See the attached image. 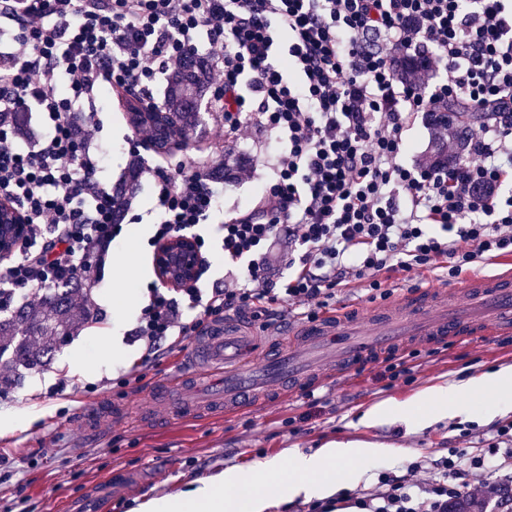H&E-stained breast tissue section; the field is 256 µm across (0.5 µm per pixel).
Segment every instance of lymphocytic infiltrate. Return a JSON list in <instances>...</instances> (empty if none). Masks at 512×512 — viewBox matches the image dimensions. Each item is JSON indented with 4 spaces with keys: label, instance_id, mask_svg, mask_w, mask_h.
Instances as JSON below:
<instances>
[{
    "label": "lymphocytic infiltrate",
    "instance_id": "obj_1",
    "mask_svg": "<svg viewBox=\"0 0 512 512\" xmlns=\"http://www.w3.org/2000/svg\"><path fill=\"white\" fill-rule=\"evenodd\" d=\"M12 63L0 70V200L28 234L0 268V306L97 270L122 227L99 174L97 92L141 99L187 54L205 52L212 112L228 138L247 128L279 150L248 207L221 229L241 263L230 282L150 286L131 341L146 356L175 348L233 314L260 328L287 315L318 320L338 292L369 302L442 269L512 256V0H0ZM417 61L413 80L396 65ZM465 108L477 122L467 153L407 165L413 116ZM17 112L43 133L20 149ZM159 220L153 243L191 235L220 205L206 159L151 167ZM411 461L375 488L313 500L295 512H448L449 500L512 486V420L449 449L432 475Z\"/></svg>",
    "mask_w": 512,
    "mask_h": 512
}]
</instances>
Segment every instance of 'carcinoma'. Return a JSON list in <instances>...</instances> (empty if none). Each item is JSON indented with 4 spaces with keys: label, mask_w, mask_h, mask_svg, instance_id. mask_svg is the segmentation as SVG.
Here are the masks:
<instances>
[{
    "label": "carcinoma",
    "mask_w": 512,
    "mask_h": 512,
    "mask_svg": "<svg viewBox=\"0 0 512 512\" xmlns=\"http://www.w3.org/2000/svg\"><path fill=\"white\" fill-rule=\"evenodd\" d=\"M208 90L206 67L202 59L190 57L183 68L172 74L168 82L167 109L156 113L157 120L130 118L136 129L149 130L154 146L168 148L174 135L188 145L202 124L201 106ZM138 179L137 166H132L128 179L113 189L114 218H119L128 205L127 187ZM78 282H63L45 290L36 305H21L0 319V358L9 354L6 364L14 368H32L57 350L63 339L73 333L90 316V310L79 298ZM448 512H499L470 498L448 502Z\"/></svg>",
    "instance_id": "obj_1"
}]
</instances>
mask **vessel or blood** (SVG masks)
Here are the masks:
<instances>
[{
    "mask_svg": "<svg viewBox=\"0 0 512 512\" xmlns=\"http://www.w3.org/2000/svg\"><path fill=\"white\" fill-rule=\"evenodd\" d=\"M353 313L349 306L298 326L286 346L250 361L242 349L247 335L242 324L212 325L193 338L174 378L155 390L148 420L171 422L191 410L225 413L259 403L272 387L297 393L324 375L343 376L375 357L399 350L411 336L431 344L448 339L473 341L512 328V259L506 260L498 274L467 278L442 291L427 287L401 297L392 309L371 312L364 331L354 327ZM231 357L239 359L238 368L226 370L205 401L192 405L177 396V389L194 382L197 366H223Z\"/></svg>",
    "mask_w": 512,
    "mask_h": 512,
    "instance_id": "obj_1",
    "label": "vessel or blood"
}]
</instances>
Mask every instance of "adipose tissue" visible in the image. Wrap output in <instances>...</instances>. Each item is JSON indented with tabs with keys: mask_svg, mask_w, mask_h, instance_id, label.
Instances as JSON below:
<instances>
[{
	"mask_svg": "<svg viewBox=\"0 0 512 512\" xmlns=\"http://www.w3.org/2000/svg\"><path fill=\"white\" fill-rule=\"evenodd\" d=\"M470 398L496 407L511 406L512 367L458 383L434 385L405 401H383L365 413L363 422L371 425L398 416L421 427L438 415L467 418L474 413L466 405ZM392 454V448L385 445L331 442L311 454L293 451L286 458L267 462L266 480L252 483L239 472H228L183 494L149 499L142 503L141 512H267L272 490L291 498H321L339 484V463L355 458H388Z\"/></svg>",
	"mask_w": 512,
	"mask_h": 512,
	"instance_id": "obj_1",
	"label": "adipose tissue"
}]
</instances>
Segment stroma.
Masks as SVG:
<instances>
[{"instance_id": "stroma-1", "label": "stroma", "mask_w": 512, "mask_h": 512, "mask_svg": "<svg viewBox=\"0 0 512 512\" xmlns=\"http://www.w3.org/2000/svg\"><path fill=\"white\" fill-rule=\"evenodd\" d=\"M103 136L112 143V153L100 177L115 187L125 177L132 160L126 138L132 128L119 101L100 113ZM207 132L197 148L174 152L171 166L190 165L196 151L209 152L210 166L228 165L231 174L223 180L224 196L213 223L199 226L206 240L208 271L199 286L211 291L224 285V253L220 224L225 214L247 206L257 190L256 182L237 181L239 166L255 168L258 179L267 177L277 144L269 134L255 132L240 140H228L211 112H204ZM152 176L142 173L138 189L120 222V237L110 248L101 270L80 291L92 316L57 349L51 361L32 370L20 369L12 384L0 390V456L13 463L9 477L0 479V512H68L71 497L88 488L108 490L113 471L136 473L112 512H138L152 497L175 496L196 482L238 469L261 476L265 462L284 451L312 453L331 441L382 444L394 448L386 469L400 474L408 460L432 461L456 446L453 418L444 416L425 427L413 429L398 418L362 424L363 415L385 400L405 399L436 384L467 376H479L512 366V333L494 331L472 344H455L446 353L423 361L415 380L407 386L383 388L377 381V365H366L349 377L326 379L330 403L307 409L301 396L277 398L262 410L229 418H186L154 428L137 426L134 415L142 411L151 390L171 375L179 351H161L144 371L139 383L119 390L114 379L130 371L145 352L142 344L129 343L126 334L147 302V286L155 281L152 209ZM128 297V305H113L114 295ZM65 389H58L60 379ZM110 402L125 408L128 419L109 425L98 437L86 435L77 416L79 409H93ZM312 418L302 433L290 434L285 419L302 412ZM381 465L366 466L354 489H370L377 482ZM24 486L26 502H19L17 486Z\"/></svg>"}]
</instances>
